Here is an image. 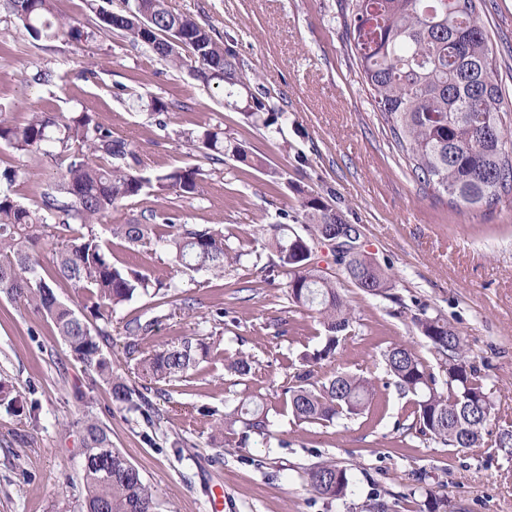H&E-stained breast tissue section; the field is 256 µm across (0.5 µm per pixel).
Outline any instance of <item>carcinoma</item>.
Returning <instances> with one entry per match:
<instances>
[{
	"label": "carcinoma",
	"mask_w": 512,
	"mask_h": 512,
	"mask_svg": "<svg viewBox=\"0 0 512 512\" xmlns=\"http://www.w3.org/2000/svg\"><path fill=\"white\" fill-rule=\"evenodd\" d=\"M484 0H347L345 25L347 51L352 55L375 109L386 125L394 148L413 180L448 205L478 213L512 197V107L494 78V59L483 23ZM87 5L104 29L119 33L133 45L149 47L161 60L186 69L204 87L227 84L248 87V77L233 52L213 32L185 15L172 12L166 0H125L118 12ZM9 8L34 38H84L81 28L57 17L51 0H9ZM179 28L185 46L173 50L166 35ZM243 115L275 122V106L267 93L248 94ZM204 158L221 165L234 160L263 170L274 179L277 172L220 128H203L191 136ZM0 144L23 154H42L60 161L59 184L44 192L35 208L20 205L10 190L0 189V294L22 301L46 315L72 355L109 386L112 403L128 412L142 411L143 391L167 382L196 367L197 356L209 347L189 339L155 353L141 354L138 375L146 382L139 390L112 367L103 349L112 310L139 296L162 295V282L140 271L112 262V239L143 243L161 228L157 242L169 252L175 268L201 270L215 278L241 261L243 253L228 244L218 225L170 224L168 217L151 211L147 224H111L110 237L94 226L120 202L147 190L185 197L194 194L202 176L198 167H185L145 176L136 169L138 158L130 144L88 113L60 116L28 112L21 120L0 113ZM111 160L109 165L99 158ZM303 222L311 227L307 238L286 224L266 230L264 247L276 256V266L288 271V298L297 307L315 312L324 329L321 344L302 358L303 372L284 388L286 403L295 420L332 424L359 416L377 395L374 379L338 372L314 379L312 366L333 356L348 338L351 309L336 282L313 262L314 237L331 224H344L342 213L319 196L301 201ZM56 218L52 226L47 219ZM57 230L53 258L54 279L38 272L43 232ZM348 278L362 292L394 297L392 275L362 251L336 257ZM66 282L80 294L82 308L96 323L60 301L53 284ZM415 323L438 356L448 375L443 386L415 351L403 344L384 353L387 373L397 389L414 397L412 422L402 425L400 436L413 433L457 448L485 446L492 404L487 376L463 355L462 339L448 321L419 309ZM155 321L127 322L129 348L150 333ZM13 385L0 378V397L15 411L25 399L12 395ZM242 437L270 435L264 404L247 396L217 423L221 433ZM84 457L91 462L84 471L86 512H156V495L141 471L113 447L109 431L98 420L81 422ZM310 486L328 500L344 497L350 486L349 469L325 461L309 471Z\"/></svg>",
	"instance_id": "cac0c4a2"
}]
</instances>
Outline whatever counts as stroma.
I'll list each match as a JSON object with an SVG mask.
<instances>
[{
    "label": "stroma",
    "instance_id": "1",
    "mask_svg": "<svg viewBox=\"0 0 512 512\" xmlns=\"http://www.w3.org/2000/svg\"><path fill=\"white\" fill-rule=\"evenodd\" d=\"M170 9L210 28L243 63L251 90L262 89L283 111L266 127L242 122L219 90L207 91L188 73L165 65L149 49L99 29L86 0H53L55 13L76 20L87 41L36 39L0 0V112L30 110L92 114L131 144L142 173L201 167L197 194L180 198L146 192L119 204L96 225L142 221L164 212L176 224H220L239 265L216 279L174 268L156 241L114 240L112 260L176 285L190 306L177 309L140 297L112 313L104 350L131 385H138L125 325L155 320L141 348L161 350L200 339L208 359L186 375L152 386L148 415L119 410L92 371L71 355L49 318L0 296V375L30 408L0 404V512H85L79 423L97 418L112 444L153 487L157 512H374L375 497L390 512H422L427 494L447 499L448 512H512V454L494 449L497 433L512 430V204L478 215L424 192L392 149L355 62L347 52L343 0H168ZM483 22L496 78L512 93V0H485ZM51 82L35 81L37 71ZM171 103L159 125L151 99ZM218 127L279 170L283 184L233 161L211 165L188 139ZM0 164L34 171L11 193L32 206L53 188L54 159H33L0 147ZM326 198L361 243L396 280L395 298L363 293L334 261L329 246L315 259L353 309L351 335L315 366L323 379L338 371L383 376V354L411 346L437 382L447 378L412 322L419 306L442 315L465 345L466 358L488 377L492 433L483 448H454L417 436L401 442L397 429L409 410L394 387H380L369 413L329 426L297 425L281 404L287 378L319 344L315 315L288 300L287 273L251 235L268 224L296 222L302 192ZM253 363L239 376L225 365ZM245 395L269 407L272 437L253 436L226 447L215 417ZM333 460L349 468L351 490L339 500L317 496L308 473Z\"/></svg>",
    "mask_w": 512,
    "mask_h": 512
}]
</instances>
